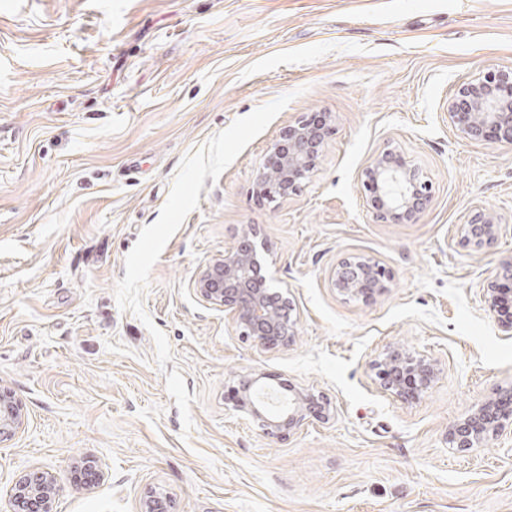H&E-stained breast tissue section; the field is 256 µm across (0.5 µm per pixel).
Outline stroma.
<instances>
[{
  "label": "stroma",
  "instance_id": "1",
  "mask_svg": "<svg viewBox=\"0 0 512 512\" xmlns=\"http://www.w3.org/2000/svg\"><path fill=\"white\" fill-rule=\"evenodd\" d=\"M512 68V0H0V512L22 472L57 473L54 512H512V437L461 451L448 429L512 386V335L482 287L512 258V146L461 138L457 85ZM326 119L312 177L257 196L268 146ZM397 149L431 185L377 221L360 170ZM479 213L500 231L463 246ZM256 229L299 321L261 350L201 302L199 270ZM349 256L392 274L350 300ZM440 367L402 402L370 365ZM266 372L323 393L329 423L276 439L224 401ZM101 476L79 479L84 459ZM390 276L385 268L370 257L339 261L332 271L331 283L343 296L373 299L387 292ZM24 415L18 403L8 392L0 393V440L12 437L22 428Z\"/></svg>",
  "mask_w": 512,
  "mask_h": 512
}]
</instances>
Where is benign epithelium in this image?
Instances as JSON below:
<instances>
[{
  "mask_svg": "<svg viewBox=\"0 0 512 512\" xmlns=\"http://www.w3.org/2000/svg\"><path fill=\"white\" fill-rule=\"evenodd\" d=\"M449 116L461 137L477 142L512 145V69L490 70L464 82L448 104ZM327 132L308 119L288 126L274 142L256 177V190L266 199L285 198L310 178L322 150ZM365 191L371 195L375 217L382 223L413 221L430 199L429 183L408 165L396 151L385 149L372 158L359 174ZM497 224L477 215L462 227L465 246L480 249L489 245ZM257 232L246 234L238 245L214 258L195 280L198 295L216 307L228 308L240 335L261 348L288 345L295 336L297 313L286 298L275 293L261 275L260 253L255 243ZM512 282V259L502 262L483 288L484 302L494 311L504 289L501 281ZM390 276L376 260L365 258L338 262L331 283L343 296L370 300L387 292ZM371 368L381 389L408 401L427 391L436 381L437 364L415 350L393 347L372 361ZM268 378L264 373L242 381L227 390L226 400L233 409L256 422L276 437L290 433L309 418L328 420L330 405L324 398L303 388L288 387V404L273 419L259 408L255 393ZM22 409L7 392L0 393V440L12 437L22 428ZM512 434V387L496 393L475 412L448 429V444L462 451L496 441ZM55 476L31 472L20 476L10 489L13 512H53ZM168 496L152 490L143 502V512H166Z\"/></svg>",
  "mask_w": 512,
  "mask_h": 512,
  "instance_id": "obj_1",
  "label": "benign epithelium"
}]
</instances>
